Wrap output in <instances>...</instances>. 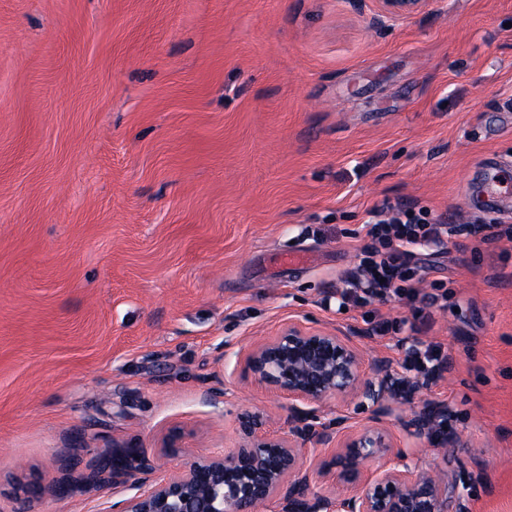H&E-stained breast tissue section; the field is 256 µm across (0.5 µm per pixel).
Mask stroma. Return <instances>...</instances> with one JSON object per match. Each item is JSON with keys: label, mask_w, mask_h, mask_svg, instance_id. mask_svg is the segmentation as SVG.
I'll use <instances>...</instances> for the list:
<instances>
[{"label": "stroma", "mask_w": 512, "mask_h": 512, "mask_svg": "<svg viewBox=\"0 0 512 512\" xmlns=\"http://www.w3.org/2000/svg\"><path fill=\"white\" fill-rule=\"evenodd\" d=\"M509 97L512 0L399 21L377 0H0V512H100L81 479L118 446L161 477L238 448L243 413L276 430L288 400L245 354L292 320L409 377L397 450L454 468L470 512H512V240L480 234L512 198L466 204L484 164L512 176ZM386 200L446 216L448 251L416 302L338 310ZM418 316L450 372L370 332ZM426 403L453 460L410 424Z\"/></svg>", "instance_id": "obj_1"}]
</instances>
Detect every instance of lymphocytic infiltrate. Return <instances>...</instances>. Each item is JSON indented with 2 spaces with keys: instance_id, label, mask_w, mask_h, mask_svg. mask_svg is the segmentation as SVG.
<instances>
[{
  "instance_id": "obj_1",
  "label": "lymphocytic infiltrate",
  "mask_w": 512,
  "mask_h": 512,
  "mask_svg": "<svg viewBox=\"0 0 512 512\" xmlns=\"http://www.w3.org/2000/svg\"><path fill=\"white\" fill-rule=\"evenodd\" d=\"M364 229L368 242L344 282L342 303L361 305L370 298L388 297L417 300V286L431 272L421 252L445 247L452 232L446 219L424 208L385 203L371 209Z\"/></svg>"
}]
</instances>
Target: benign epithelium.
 <instances>
[{"instance_id":"1","label":"benign epithelium","mask_w":512,"mask_h":512,"mask_svg":"<svg viewBox=\"0 0 512 512\" xmlns=\"http://www.w3.org/2000/svg\"><path fill=\"white\" fill-rule=\"evenodd\" d=\"M383 16L394 20L431 7L434 0H379ZM260 385L288 396L286 431L267 432L260 416L239 420L244 443L224 456L198 458L159 480L142 452L125 446L105 458L86 481L136 490L100 512H469L458 475L453 471L417 472L401 463L385 427L395 414L394 375L389 362L365 366L353 332L336 327L313 329L298 321L245 357ZM334 397L340 402L361 399L370 410L359 426L336 417L334 439L320 421L316 405ZM448 420V406L427 403L414 414L416 434L423 436L438 421ZM336 442L339 482L345 490L316 492L313 471L301 463L308 443ZM385 463L371 470L370 463Z\"/></svg>"}]
</instances>
